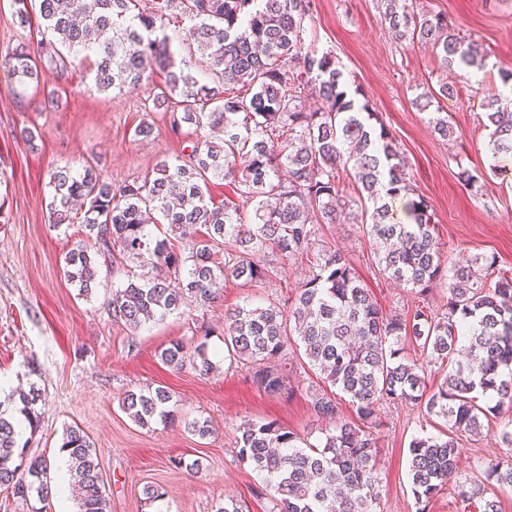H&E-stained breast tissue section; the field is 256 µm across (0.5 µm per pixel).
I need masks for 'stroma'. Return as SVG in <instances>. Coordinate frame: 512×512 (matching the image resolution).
<instances>
[{"label":"stroma","mask_w":512,"mask_h":512,"mask_svg":"<svg viewBox=\"0 0 512 512\" xmlns=\"http://www.w3.org/2000/svg\"><path fill=\"white\" fill-rule=\"evenodd\" d=\"M444 14L466 40L482 44L489 58L483 69L443 67L430 47L392 36L379 0H311L304 20L306 41L318 51H332L348 81L358 86L395 139L406 161L411 191L398 198L428 202L437 239L448 265L477 255H495L497 270L512 273V156L489 152V129L475 88L500 86L499 68L512 64V0H426ZM14 0H0V58L19 44H36L38 25L20 26ZM189 17L174 14L165 32L176 59L187 61L200 82L209 75L195 49L184 39ZM92 61L70 68L67 76L40 72V91L19 104L0 72V379L25 390H40L41 422L29 441L31 454L55 458L66 427L81 428L94 443L104 481L112 494V512H215L226 499H236L243 512H271L270 496H257L263 480L241 462L236 448L239 429L248 422L274 420L317 439L327 423L315 415L310 383L299 374L291 397L271 396L252 383L246 368H220L203 378L195 371L165 366L162 347L175 338L196 345L188 324L194 308L131 331L113 321L107 302L126 269L101 267L100 285L90 297L63 276V257L82 237L79 225L61 231L50 227V173L55 168L98 165L113 186L143 181L157 161L181 155L184 136L174 133L169 114L154 107L152 97L164 76L108 92L97 91ZM448 84L453 94L439 97L456 137L434 133L428 111L418 99ZM152 127L150 137L135 136L140 124ZM33 140H25V131ZM468 169L475 186L463 185L458 173ZM318 246L340 249L371 289L383 311L404 314L414 306L443 312L446 284L424 295L393 283L381 271L376 245L361 225L342 221L320 225ZM307 260L280 261L275 275L252 288L224 281L217 301L204 316L212 328L209 347L223 350L224 311L247 302L286 303L309 276ZM168 387L180 417L173 425L142 428L121 408L126 390ZM377 469L383 512H463L457 496L460 483L471 481L484 459L504 454L499 432L512 410L490 416L480 436L458 439V473L420 510L408 477V446L413 437L442 430V420L424 406L380 404ZM209 419L212 433L201 439L184 430L185 418ZM198 461V472L174 468L173 459ZM161 486L165 497L145 505L142 488Z\"/></svg>","instance_id":"1"}]
</instances>
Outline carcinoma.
I'll return each mask as SVG.
<instances>
[{
    "instance_id": "obj_1",
    "label": "carcinoma",
    "mask_w": 512,
    "mask_h": 512,
    "mask_svg": "<svg viewBox=\"0 0 512 512\" xmlns=\"http://www.w3.org/2000/svg\"><path fill=\"white\" fill-rule=\"evenodd\" d=\"M40 0L43 37L35 47L22 43L0 69L14 84L19 101L39 84L42 62L65 74L74 61L96 57L92 81L100 92L138 85L156 71L165 74L153 104L170 109L171 125L187 124L189 153L155 164V177L118 189L91 165L64 166L50 175V227H84L85 238L64 256V276L88 297L98 287L100 262H132L138 275L112 288L113 320L138 331L180 313L187 302L205 311L217 298L216 280L243 288L267 280L264 253L283 259H313L312 275L295 290L291 304L247 303L224 311V359L251 369L253 381L273 395L291 391L296 369L315 376L312 403L325 420L338 416L336 392L356 407L357 421L340 422L317 443L271 420L243 428L236 445L273 490V512H377L380 481L377 439L371 431L383 402H423L427 412L449 425L441 437H416L409 444L411 490L421 512L455 479L457 434L478 435L488 414L512 406V276L495 286L481 271L497 265L481 256L465 265L445 266L430 206L421 199L406 208L410 223L398 220L395 199L410 191L405 163L384 126L374 128L369 104L356 103L336 57L305 45L303 21L310 0H162L151 8L141 0ZM395 36L430 46L443 63L481 68L486 52L467 42L448 17L424 8L421 0H380ZM178 10L194 24L185 41L195 46L212 85L199 84L184 69L174 70L171 44L162 30L167 12ZM320 100L304 103L306 92ZM482 107L491 128L492 154H512V106L489 91ZM434 132L448 139L456 130L448 116L430 118ZM216 134H200L203 128ZM214 179L230 180L237 201L217 204L209 195ZM252 206L245 222L240 207ZM343 216L362 224L381 245L378 264L393 281L420 292L447 280L445 312L431 315L417 306L405 316H389L373 299L355 268L335 248L311 253L318 224ZM163 222L174 235L153 236ZM201 341L189 349L173 339L160 351L163 364L212 375L208 326L196 329ZM411 338L429 357L454 368L427 391L424 364L404 354ZM494 402L481 406L479 398ZM39 390L0 400V491L25 501L51 496L50 461L32 456L14 423L23 416L30 432L39 427ZM124 412L138 426L178 420L173 395L159 386L128 390ZM184 426L201 439L210 421L193 418ZM60 451L79 477V512H112L97 449L78 427L63 435ZM512 489V457L483 463L482 478L460 486L464 507L502 512L486 485Z\"/></svg>"
}]
</instances>
